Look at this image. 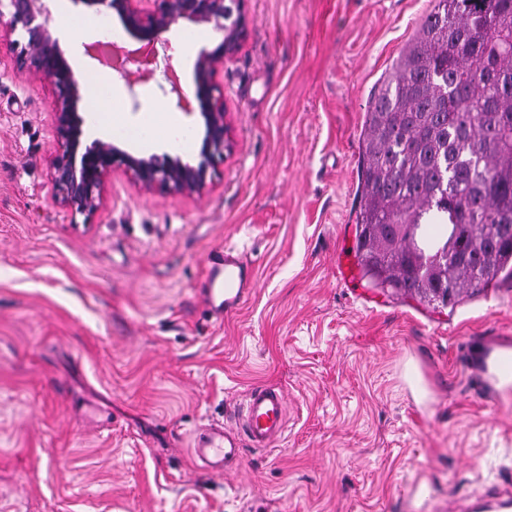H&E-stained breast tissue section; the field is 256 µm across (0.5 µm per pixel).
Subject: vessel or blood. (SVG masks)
Listing matches in <instances>:
<instances>
[{
  "label": "vessel or blood",
  "instance_id": "vessel-or-blood-1",
  "mask_svg": "<svg viewBox=\"0 0 512 512\" xmlns=\"http://www.w3.org/2000/svg\"><path fill=\"white\" fill-rule=\"evenodd\" d=\"M207 275L201 294L216 319L235 313L253 292L254 268L245 254L218 247L207 256ZM287 402L281 388L257 384L248 391L243 406L242 427L234 430L209 427L194 434L191 452L215 473L224 472L240 454L242 443L255 448L273 447L284 435ZM512 503V490L492 484L481 495L486 512Z\"/></svg>",
  "mask_w": 512,
  "mask_h": 512
}]
</instances>
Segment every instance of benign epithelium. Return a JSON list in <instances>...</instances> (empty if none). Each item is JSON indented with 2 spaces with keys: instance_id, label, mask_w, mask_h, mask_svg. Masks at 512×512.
<instances>
[{
  "instance_id": "obj_1",
  "label": "benign epithelium",
  "mask_w": 512,
  "mask_h": 512,
  "mask_svg": "<svg viewBox=\"0 0 512 512\" xmlns=\"http://www.w3.org/2000/svg\"><path fill=\"white\" fill-rule=\"evenodd\" d=\"M57 0H0V29L21 31L23 42H11L18 50L17 68L49 82L57 150L49 167V179L57 204L77 216L96 210L103 200L105 178L114 168H123L147 190L201 195L208 188L213 161L224 158L232 147L231 128L226 121L224 94L211 79L224 69L246 36L245 0H80L100 14L117 15L127 31L141 46L127 52L126 66L120 68L125 80L131 111L141 109L136 90L144 73L158 64L156 44L161 34L174 25L189 23L212 26L220 40L211 49H203L196 60L200 82L190 98L180 89L175 75H164L166 95L175 96V105L183 112L196 110L204 120L202 160L192 165L179 156L131 153L110 140L94 138L85 144L84 118L79 113L85 85L83 75L65 58L59 48L56 31L49 21Z\"/></svg>"
}]
</instances>
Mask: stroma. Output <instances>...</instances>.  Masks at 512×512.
<instances>
[{"label":"stroma","mask_w":512,"mask_h":512,"mask_svg":"<svg viewBox=\"0 0 512 512\" xmlns=\"http://www.w3.org/2000/svg\"><path fill=\"white\" fill-rule=\"evenodd\" d=\"M434 0H246L247 34L215 81L233 150L200 196L123 170L70 220L54 200L53 90L0 52V512H469L512 488V394L487 364L512 343V278L452 307L344 284L365 112ZM109 118L167 112L192 134L150 149L198 163L203 131L159 89L90 59ZM187 94L209 26L163 35ZM219 246L246 252L254 295L216 321L199 289ZM283 389L275 447L211 472L192 435L236 426L249 388Z\"/></svg>","instance_id":"obj_1"}]
</instances>
